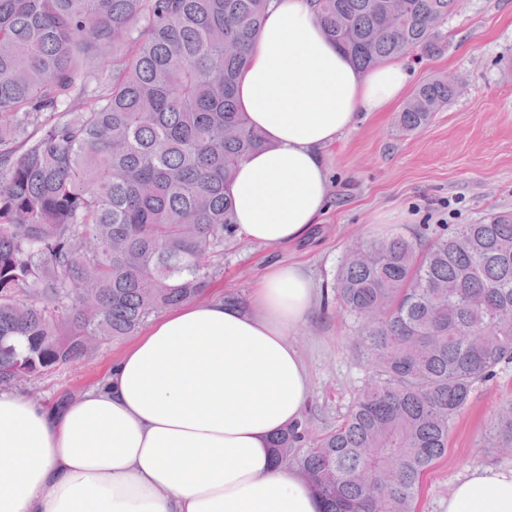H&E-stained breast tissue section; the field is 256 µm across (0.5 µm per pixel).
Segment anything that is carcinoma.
<instances>
[{
	"label": "carcinoma",
	"mask_w": 512,
	"mask_h": 512,
	"mask_svg": "<svg viewBox=\"0 0 512 512\" xmlns=\"http://www.w3.org/2000/svg\"><path fill=\"white\" fill-rule=\"evenodd\" d=\"M271 0H0V382L54 370L202 296L236 230L237 166L267 145L237 99ZM461 0H313L357 67L441 51ZM124 45L115 54L110 47ZM435 77L398 116L456 97ZM374 381L336 429L275 435L324 512H412L477 381L512 362V212L396 233L336 273ZM512 445V411L489 431Z\"/></svg>",
	"instance_id": "carcinoma-1"
}]
</instances>
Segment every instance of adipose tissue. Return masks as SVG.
<instances>
[{
    "mask_svg": "<svg viewBox=\"0 0 512 512\" xmlns=\"http://www.w3.org/2000/svg\"><path fill=\"white\" fill-rule=\"evenodd\" d=\"M410 77L399 60L357 69L310 0H272L238 85L241 111L268 141L235 174L239 231L273 245L307 237L327 204L320 148L361 113L388 111ZM313 300L301 266L280 262L249 302L162 314L64 408L0 384V512H322L271 447L308 398L287 336ZM446 512H512V470L472 471Z\"/></svg>",
    "mask_w": 512,
    "mask_h": 512,
    "instance_id": "obj_1",
    "label": "adipose tissue"
}]
</instances>
